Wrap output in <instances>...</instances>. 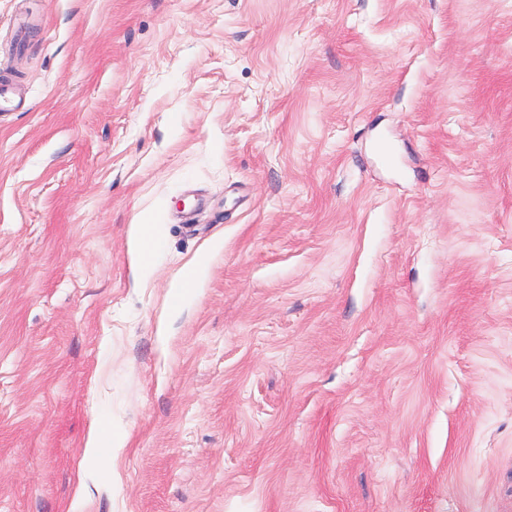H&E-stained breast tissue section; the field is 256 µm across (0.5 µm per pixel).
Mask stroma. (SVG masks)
I'll return each instance as SVG.
<instances>
[{
  "label": "stroma",
  "mask_w": 512,
  "mask_h": 512,
  "mask_svg": "<svg viewBox=\"0 0 512 512\" xmlns=\"http://www.w3.org/2000/svg\"><path fill=\"white\" fill-rule=\"evenodd\" d=\"M0 88V512H512V0H0ZM156 225L149 216L145 215L136 225L135 246L138 262L143 268L151 266L153 252L157 246Z\"/></svg>",
  "instance_id": "stroma-1"
}]
</instances>
